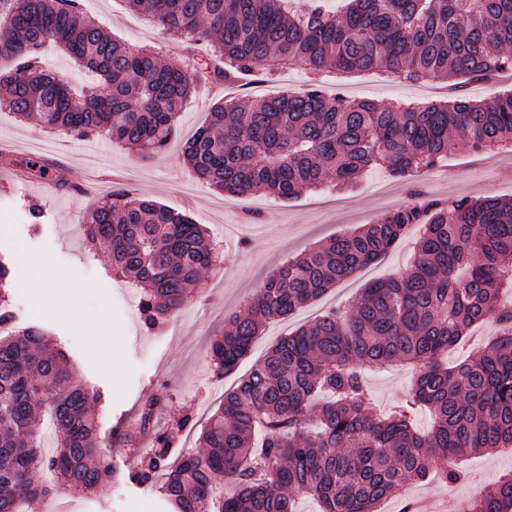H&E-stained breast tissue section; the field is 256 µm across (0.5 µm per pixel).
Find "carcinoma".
Returning a JSON list of instances; mask_svg holds the SVG:
<instances>
[{"label": "carcinoma", "mask_w": 512, "mask_h": 512, "mask_svg": "<svg viewBox=\"0 0 512 512\" xmlns=\"http://www.w3.org/2000/svg\"><path fill=\"white\" fill-rule=\"evenodd\" d=\"M165 33L211 53L190 66L133 50L87 16L80 0H0V88L23 120L79 139L103 137L152 158L164 153L197 74L237 83L298 66L336 79L372 70L401 82L487 81L512 71V0H126ZM53 45L92 74L76 87L46 72ZM485 152L512 145V91L488 102L463 95L379 107L329 95L313 82L298 93L217 104L184 144L183 162L218 191H265L291 199L329 184L352 186L383 166L399 179L439 165L449 135ZM58 187L48 157L26 164ZM419 229L409 269L374 281L352 310H331L281 339L224 399L201 431L196 454L170 460L166 427L153 424L163 395L140 415L152 446L129 482L154 486L170 512H296L295 497L321 512H379L411 481H457L458 460L475 451L512 452V198L463 196L450 202L419 192L358 230L322 243L270 274L247 309L211 344L216 376L232 372L263 324L285 318L341 280L374 264ZM107 253L112 273L141 288L140 318L152 330L180 309L203 272L221 262L202 225L133 190L98 202L83 224ZM19 260L0 259V323L13 317ZM495 320L498 334L457 366L442 355L470 328ZM419 366L406 397L385 418L373 414L363 368ZM92 395L40 325L0 336V512H35L63 485L92 491L114 474ZM428 408L433 426L410 414ZM53 430L45 457L41 436ZM227 481L234 490L222 496ZM459 512H512V472Z\"/></svg>", "instance_id": "1"}]
</instances>
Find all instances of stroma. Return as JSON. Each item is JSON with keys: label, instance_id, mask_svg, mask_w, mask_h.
Listing matches in <instances>:
<instances>
[{"label": "stroma", "instance_id": "obj_1", "mask_svg": "<svg viewBox=\"0 0 512 512\" xmlns=\"http://www.w3.org/2000/svg\"><path fill=\"white\" fill-rule=\"evenodd\" d=\"M82 4L89 17L127 46L151 48L165 60L184 53L182 41L130 10L126 0H82ZM309 78V72L297 67L271 77L259 74L244 80L238 99L244 104L299 92ZM323 87L329 94L381 106L449 95L440 81L432 86L393 83L376 74L341 85L327 76ZM223 99V81L199 84L183 108L167 151L151 159L100 138L79 141L46 131L38 121L20 119L0 107V142L13 147L7 158H0V256L29 257L44 264L55 279V300L70 309L69 316L60 317L36 307L23 284L14 293L16 322L22 327H47L79 379L101 393L102 435L115 467L114 478L91 492L55 484L47 501L50 512H166L155 488L126 479L132 464L123 455L128 446L124 428L142 404L164 393L189 409L193 422L182 432L177 451L197 452L201 429L225 391L236 386L280 339L329 310L350 308L370 282L403 271L413 259V242L400 241L368 270L337 283L288 317L268 322L238 366L224 377H215L210 366L212 341L223 334L229 315L245 310L268 273L288 257L371 223L379 214L407 203L414 191L443 200L467 195L512 197V152L499 154L497 163L486 170L483 153L454 146L441 167L419 171L406 180L392 181L379 168L364 173L350 193L356 201L351 211L329 209V201L338 196L332 188L290 200L260 192L224 196L200 181L181 155L183 144ZM41 156L62 166L68 189L47 193L42 181L13 179L14 169ZM390 181L396 184V194L386 200L376 197L374 185ZM130 188L202 224L227 256L223 268L208 271L195 295L159 331L145 329L138 312L139 289L113 276L107 256L90 249L81 229L99 197ZM35 207L40 208V217H33ZM413 377L411 370L398 365L368 369L366 382L374 411L386 412L402 401ZM463 467L467 480L410 483L401 496L386 500L380 512H402L405 504L420 495L435 497L441 512H458L462 500L487 490L501 474L512 471V453H472Z\"/></svg>", "mask_w": 512, "mask_h": 512}]
</instances>
